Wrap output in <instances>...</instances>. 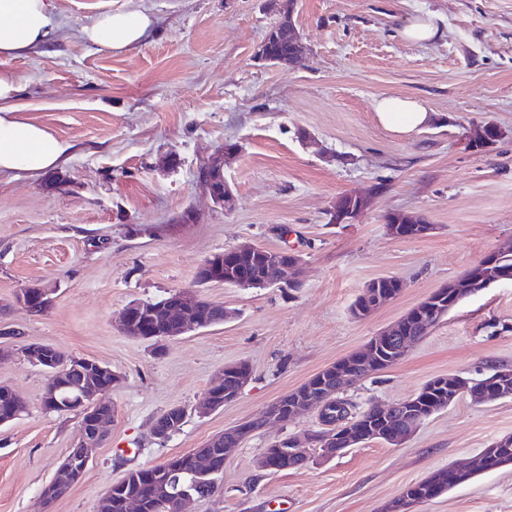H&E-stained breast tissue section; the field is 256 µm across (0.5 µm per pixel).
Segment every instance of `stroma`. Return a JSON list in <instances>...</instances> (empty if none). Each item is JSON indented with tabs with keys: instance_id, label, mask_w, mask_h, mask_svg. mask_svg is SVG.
<instances>
[{
	"instance_id": "stroma-1",
	"label": "stroma",
	"mask_w": 512,
	"mask_h": 512,
	"mask_svg": "<svg viewBox=\"0 0 512 512\" xmlns=\"http://www.w3.org/2000/svg\"><path fill=\"white\" fill-rule=\"evenodd\" d=\"M55 35L0 69L20 84L25 118L73 144L61 168L0 179V384L27 403L0 426V512H97L127 471L202 447L259 416L286 392L397 322L431 292L458 280L512 242V0H295L307 52L295 65L254 58L280 15L269 0H47ZM146 11L140 44L99 50L81 36L108 13ZM430 12L443 36L414 44L405 18ZM412 96L437 114L399 135L374 102ZM493 122L487 151L466 130ZM311 134L313 144L301 141ZM231 207L215 205L196 179L226 144ZM374 193L351 224H331L338 196ZM412 213L432 234L398 239L391 213ZM253 243L302 255V284L288 292L198 286L204 259ZM394 276L400 295L365 319L351 305L372 280ZM31 284L54 291L49 312L14 305ZM224 304V324L161 343L123 335L114 319L130 302L179 288ZM49 343L97 360L121 377L106 399L115 413L83 479L51 507L41 492L78 438L82 416L46 412L49 373L23 354ZM248 362L252 379L232 403L195 414L224 365ZM512 365V282L461 301L395 365L345 387L357 409L391 404L430 379ZM189 413L166 442L153 420ZM307 413L247 436L224 459L211 497L191 512H382L433 471L462 464L512 434V398L463 397L426 418L402 445L369 441L332 457L312 452L299 468L269 473L256 461L273 440L318 428ZM413 512H512V464L480 474Z\"/></svg>"
}]
</instances>
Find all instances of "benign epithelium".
Instances as JSON below:
<instances>
[{"mask_svg": "<svg viewBox=\"0 0 512 512\" xmlns=\"http://www.w3.org/2000/svg\"><path fill=\"white\" fill-rule=\"evenodd\" d=\"M217 169H224V157L222 156L203 161L197 170V179L214 203L226 206L232 201L231 190L228 189L226 194L221 195L209 189V178ZM288 256L291 257L290 261L276 263L266 268V272H268L267 284L285 287L300 281L299 273L303 265V259L294 252L288 253ZM498 262L499 252L489 253L476 265L475 273L470 279L463 280L461 284L450 283L436 291L407 313V318L414 320L423 315L434 317L438 312L439 301L448 293L450 288L464 286L470 292L475 293L477 292V289L474 288L476 284L482 283L487 287L497 281H511V274L496 269ZM394 297H396V294L392 291H382L374 286L364 288L357 308L359 317L363 319L370 316L380 306ZM197 298L198 293L193 289H177L169 293V298L166 300L169 319L163 333L153 330L148 325L152 316L151 309L145 308L144 304L138 301L130 303L119 316V329L127 336L140 339L157 336L161 340L194 332L199 329V324L192 319L182 317L181 313ZM15 303L33 314L40 309L46 310L51 307L53 298L49 289L35 285L20 289L15 295ZM397 333H399L398 327L389 326L378 336L372 338L358 352L355 359L365 362L367 359L377 356L379 348L383 346L390 347L391 352L397 354V359H402L408 351L409 338L406 336L400 338ZM25 354L27 358L50 371L49 381L43 395L44 405L49 409L59 408L63 406V402L67 401L65 396L66 390L69 388L67 378L75 375L79 378L77 408L80 409L82 414L80 432L74 446L68 449L65 459L58 469L57 477L43 490V499L49 505L53 499L64 495L82 479L90 461L89 450L100 446L104 442L106 425L112 418V406L101 401V396L119 384L120 376L112 372L111 368L97 361L78 357L67 358L54 346L45 343L28 345L25 348ZM493 379L502 388V392L496 396V399L508 397L503 389L512 382V365L496 366ZM452 381V391L448 393V403L451 404L467 395L472 397L476 395V391L472 390V387L478 384L476 378L455 375L452 377ZM332 396V390L327 387L315 393L305 390L291 407L292 415L295 416L306 411H312L320 415L325 412ZM413 403H415V397L412 396L387 406L374 405L371 410L385 418L390 416L395 409L406 416L408 415L407 407ZM259 420H261L265 429L284 424V415L280 411L279 403L274 402L269 405L259 417ZM321 426L325 429L324 445L326 449L323 450V455L332 457L341 451V444L337 443L336 438V424L323 422ZM190 454L196 464L197 476L206 478L216 473V457L212 451L206 448H194L190 451Z\"/></svg>", "mask_w": 512, "mask_h": 512, "instance_id": "7a95c632", "label": "benign epithelium"}]
</instances>
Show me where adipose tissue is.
I'll return each mask as SVG.
<instances>
[{"instance_id":"obj_1","label":"adipose tissue","mask_w":512,"mask_h":512,"mask_svg":"<svg viewBox=\"0 0 512 512\" xmlns=\"http://www.w3.org/2000/svg\"><path fill=\"white\" fill-rule=\"evenodd\" d=\"M153 20L142 10L110 13L82 29L88 42L105 51L140 43ZM54 22L45 0H0V57L19 58L47 42ZM19 91L14 73L0 70V176L37 177L68 159L72 146L44 126L25 120L14 98ZM379 122L391 132L406 135L429 125L433 114L422 101L386 96L376 101Z\"/></svg>"}]
</instances>
